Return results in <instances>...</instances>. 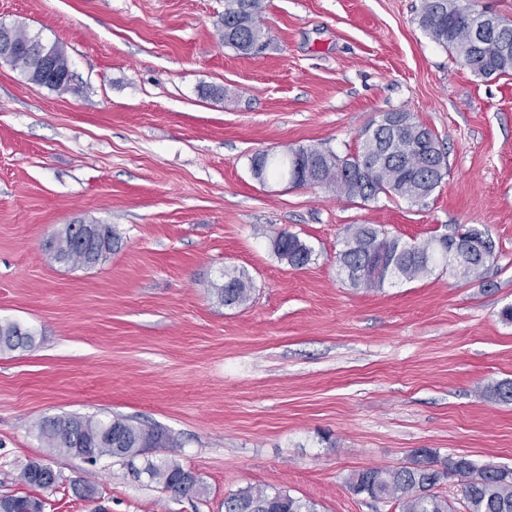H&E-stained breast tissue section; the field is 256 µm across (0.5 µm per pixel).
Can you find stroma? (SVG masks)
<instances>
[{
    "label": "stroma",
    "instance_id": "1",
    "mask_svg": "<svg viewBox=\"0 0 512 512\" xmlns=\"http://www.w3.org/2000/svg\"><path fill=\"white\" fill-rule=\"evenodd\" d=\"M271 43L219 39L224 0H0V23L65 51L68 91L0 59V322L31 348L0 351V495L44 512H224L246 487L318 512H398L355 494L354 473L439 458L512 469V74L488 79L418 26L421 0H265ZM387 112L430 127L447 173L426 203L337 198L259 181L251 157L299 146L355 153ZM108 224L106 261L51 260L67 224ZM350 224L420 244L476 228L499 252L483 278L450 268L352 287L336 262ZM288 231L313 250L274 253ZM247 272L250 301L213 292ZM133 418L178 438L159 450L206 492L178 497L121 459L53 454L32 425ZM42 461L45 490L20 481ZM90 480L98 502L78 497ZM272 246L277 257L292 267H303L311 261L313 250L297 235L288 231L277 232ZM32 463H36V461H31V462L27 463L21 470L19 478L22 482H24L27 485L37 487V488H42V489L51 488L52 486H54L57 483V481L59 479V474L57 473V477H56L55 470L50 465H48L46 463L42 464V465H37L36 467H33L30 472L31 476L34 480H38V481H42V482H52L56 477L55 483L53 485L34 483L33 480L27 476L28 472L30 471V465Z\"/></svg>",
    "mask_w": 512,
    "mask_h": 512
}]
</instances>
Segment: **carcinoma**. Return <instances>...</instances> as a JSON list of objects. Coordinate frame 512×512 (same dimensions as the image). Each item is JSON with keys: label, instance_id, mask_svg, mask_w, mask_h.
<instances>
[{"label": "carcinoma", "instance_id": "carcinoma-1", "mask_svg": "<svg viewBox=\"0 0 512 512\" xmlns=\"http://www.w3.org/2000/svg\"><path fill=\"white\" fill-rule=\"evenodd\" d=\"M264 0H224L220 40L241 55L255 54V45L268 39L262 26ZM467 9L457 0H422L418 17L420 29L481 78L512 72V53H500L499 43L488 42L473 53L462 28ZM35 40L26 29L12 26L0 32V59L22 67L30 81L54 90H68L74 80L67 56L57 44L45 45L49 67L28 58L27 45ZM400 127L383 119L369 126L358 153L340 157L316 148L299 147L284 153L264 150L251 159L253 175L263 181L278 175L294 186L320 180L336 195L363 202L379 195L396 196L413 204L425 202L440 186L447 173L445 153L437 134L407 112L398 113ZM88 247L77 246L80 228L67 224L47 245L51 258L92 266L118 247L120 238L108 224L90 225ZM278 258L292 267L311 261L313 250L297 235L280 231L272 241ZM384 259L393 268L392 278L415 281L429 276L440 263L464 277H481L497 258L496 243L488 234L468 228L432 238L422 244H408L372 224H351L346 229L338 263L356 288H381L386 280L375 274V261ZM252 282L244 270L224 271V283L214 288L226 306L239 307L250 301ZM34 334L15 322L0 323V349L15 350L32 344ZM487 396L512 403V382L487 385ZM38 438L57 453L76 455L85 448L97 456L114 457L124 449L123 459L136 473L144 472L164 487L172 484L184 467L169 459L153 460L157 448H174L177 439L168 431L135 425L122 416H56L33 425ZM459 481L460 501L466 512H512V470L458 456L439 459L422 449L409 464L394 469L370 468L354 474L351 487L375 500L398 503L400 512H455L448 498L437 488L448 479ZM6 512H40L42 501L27 496L7 497ZM224 512H316L315 504L292 497L285 491L247 487L224 498Z\"/></svg>", "mask_w": 512, "mask_h": 512}]
</instances>
